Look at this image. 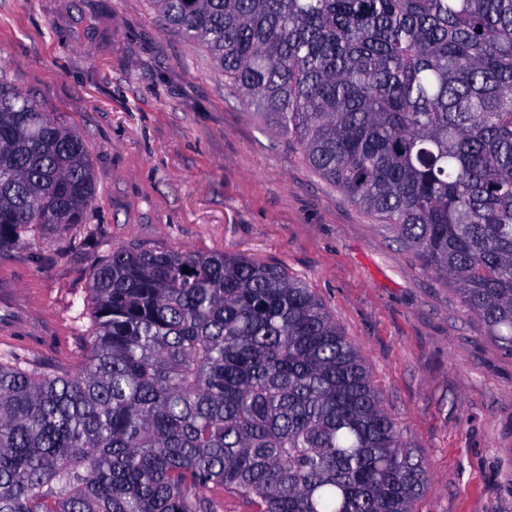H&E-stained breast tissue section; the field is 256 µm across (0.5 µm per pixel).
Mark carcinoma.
I'll return each mask as SVG.
<instances>
[{
    "mask_svg": "<svg viewBox=\"0 0 512 512\" xmlns=\"http://www.w3.org/2000/svg\"><path fill=\"white\" fill-rule=\"evenodd\" d=\"M512 349V0H149ZM81 137L0 78V251L83 223ZM190 273H183V269ZM79 368L0 351V512H414L427 468L309 283L116 248Z\"/></svg>",
    "mask_w": 512,
    "mask_h": 512,
    "instance_id": "carcinoma-1",
    "label": "carcinoma"
}]
</instances>
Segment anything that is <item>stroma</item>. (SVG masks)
<instances>
[{
	"label": "stroma",
	"mask_w": 512,
	"mask_h": 512,
	"mask_svg": "<svg viewBox=\"0 0 512 512\" xmlns=\"http://www.w3.org/2000/svg\"><path fill=\"white\" fill-rule=\"evenodd\" d=\"M0 76L83 139V224L0 252L84 362L91 276L118 247L241 253L305 278L426 462L416 512H512V353L345 200L149 0H0Z\"/></svg>",
	"instance_id": "1"
}]
</instances>
